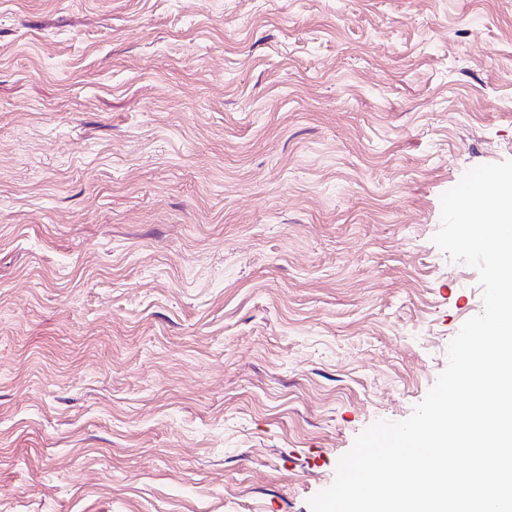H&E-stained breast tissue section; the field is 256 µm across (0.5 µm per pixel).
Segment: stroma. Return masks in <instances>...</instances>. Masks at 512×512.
<instances>
[{
  "label": "stroma",
  "mask_w": 512,
  "mask_h": 512,
  "mask_svg": "<svg viewBox=\"0 0 512 512\" xmlns=\"http://www.w3.org/2000/svg\"><path fill=\"white\" fill-rule=\"evenodd\" d=\"M507 160L512 0H0V512H311Z\"/></svg>",
  "instance_id": "35a3bbf8"
}]
</instances>
